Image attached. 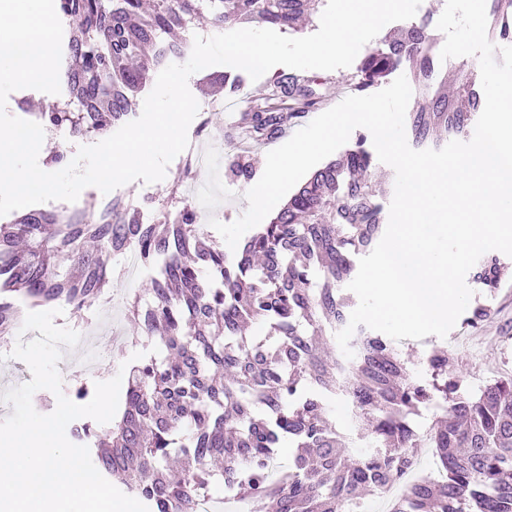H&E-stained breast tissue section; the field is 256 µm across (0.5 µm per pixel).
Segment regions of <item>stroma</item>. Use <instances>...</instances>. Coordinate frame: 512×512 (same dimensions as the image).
<instances>
[{"label": "stroma", "instance_id": "1", "mask_svg": "<svg viewBox=\"0 0 512 512\" xmlns=\"http://www.w3.org/2000/svg\"><path fill=\"white\" fill-rule=\"evenodd\" d=\"M279 77L293 78L298 88L310 93L314 102L313 111L300 113L290 121L289 127L294 131L310 123L315 113L325 112L358 92V68L354 65L334 71H303L276 66L258 81L246 82L239 94L248 99L255 98ZM188 86L200 105L189 126L188 136L215 147L211 167L204 176L211 187V195L201 203L200 208L206 216L230 223L245 212L248 206L245 194L249 186L247 180L235 176L229 167L230 162L241 159L256 176L260 173L261 161L267 150L258 147L248 153L237 154L233 145L240 135L239 128L229 126L223 110L211 107L212 102L228 98V91H214L211 85L195 79L189 80ZM195 174L193 162L188 154L182 153L173 160L167 179L153 184L137 180L117 188L116 193L141 204L144 222L159 224L171 207L167 197L168 188L183 183ZM507 263V275L492 300L493 314L480 327L471 328L459 322L447 338L431 335L421 340H401L397 343L398 349L417 365L421 364L427 351L436 348L448 350L455 359L464 387L472 394L501 374H512V257L508 258ZM109 279L104 299L96 303L100 312V332L86 334L80 353H73L69 348L63 351L62 359L68 364L61 373L64 385L72 384L71 370L83 361L94 362L96 369L93 376L99 381L106 376L114 377L121 364L134 353L142 352L159 359L164 356L157 343L137 338L134 325L126 316V302L145 288L146 273L129 275L125 261L120 259L111 262Z\"/></svg>", "mask_w": 512, "mask_h": 512}]
</instances>
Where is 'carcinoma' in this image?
Instances as JSON below:
<instances>
[{"mask_svg":"<svg viewBox=\"0 0 512 512\" xmlns=\"http://www.w3.org/2000/svg\"><path fill=\"white\" fill-rule=\"evenodd\" d=\"M322 0H55L65 34L60 82L78 102L38 112L44 127L100 138L131 122L138 95L155 73L185 55L174 37L191 24L217 29L251 22L297 28ZM490 41L512 40V0H486ZM432 19L401 27L362 60L359 88L410 67L415 95L405 129L416 150L440 149L469 134L481 109L478 66L461 69L455 95L435 52ZM243 122L268 137L310 107L295 85L275 83ZM370 135L315 171L270 223L228 255L201 231L195 207L183 201L165 224H148L133 200L114 197L87 209H28L0 224V339L11 336L22 306L64 302L77 317L104 293L108 261L135 251L152 268L151 297H136L129 318L166 351L131 370L125 408L112 425V443L88 422L70 441L90 446L97 470L135 494L148 512H195L214 474L224 495L247 499L254 512H363L360 495L384 493L411 456L431 448L446 472L408 486L390 512H512V375L473 396L462 389L454 359L436 351L415 373L387 337L359 326L351 359L323 354L317 335H336L355 305L345 286L356 276L354 256L383 233L386 196L370 180ZM505 269L497 257L474 275L494 296ZM489 302L467 307L464 323L481 325ZM251 318L268 327L254 343ZM342 398L367 422L375 450L354 453L352 431L338 432L326 399ZM434 407L444 418L419 432L413 417ZM296 448L279 478L270 465L285 445Z\"/></svg>","mask_w":512,"mask_h":512,"instance_id":"obj_1","label":"carcinoma"}]
</instances>
